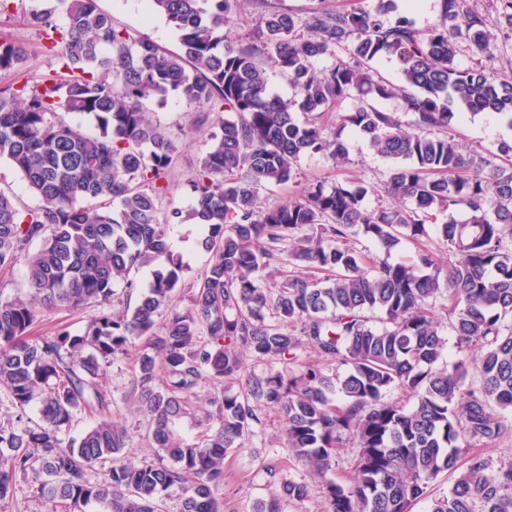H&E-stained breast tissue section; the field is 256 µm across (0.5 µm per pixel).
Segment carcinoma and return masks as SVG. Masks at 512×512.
Segmentation results:
<instances>
[{
	"instance_id": "obj_1",
	"label": "carcinoma",
	"mask_w": 512,
	"mask_h": 512,
	"mask_svg": "<svg viewBox=\"0 0 512 512\" xmlns=\"http://www.w3.org/2000/svg\"><path fill=\"white\" fill-rule=\"evenodd\" d=\"M30 2L27 21L58 63L32 86L0 84V161L37 200L22 211L0 190V268L24 259L27 288L0 300V385L21 410L38 401L40 417L0 422V501L31 472L49 512L90 503L163 512L175 486L179 512H224V459L272 409L283 416L286 448L315 475L332 470L345 444L359 448L353 482H326L328 512H412L448 471L459 476L430 512H512V464L494 469L474 450L512 437V143L467 151L450 133L464 114L491 112L512 125V77L457 61L460 39L480 55L512 50V0H490L501 39L471 0H442L451 24L426 35L405 16L388 21L385 3L317 8L304 19L266 14L260 38L294 90L289 100L270 95L257 49L224 32L240 0H148L178 33L177 53L115 26L98 0ZM27 56L0 35V73L21 71ZM322 57L332 63L319 69ZM383 58L396 62L402 86L374 76ZM171 94L218 116L186 210L162 208L177 147L143 109ZM399 96L402 112L370 104ZM350 97L358 106L326 133L320 119ZM66 114L89 117L97 133ZM347 128L393 163L383 186L316 182L287 204L258 205L259 187L295 181L304 155L346 164ZM382 192L401 207L367 205ZM439 215L444 266L426 248L391 263L366 246L388 254L404 238L419 241ZM187 221L205 229L200 245L211 260L180 309L173 295L184 263L167 228ZM34 240L36 250L21 254ZM145 267L152 278L142 289L130 274ZM277 274V289L262 286ZM118 285L136 295L134 307L102 310L81 334L29 336L42 310L109 305ZM439 305L459 352L474 347L478 358L441 363ZM375 311L379 327L370 324ZM136 339L145 349L132 392L169 465L126 459L127 431L108 419L62 438L78 414L107 410L106 364ZM304 344L319 361L301 359ZM243 349L287 370L214 397L215 424L184 441L173 424L194 390L237 378ZM393 390L412 405L384 401ZM106 462L102 479H91ZM307 495V483L290 480L260 512Z\"/></svg>"
}]
</instances>
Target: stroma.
<instances>
[{
    "instance_id": "35a3bbf8",
    "label": "stroma",
    "mask_w": 512,
    "mask_h": 512,
    "mask_svg": "<svg viewBox=\"0 0 512 512\" xmlns=\"http://www.w3.org/2000/svg\"><path fill=\"white\" fill-rule=\"evenodd\" d=\"M322 2L332 9L349 10L374 6L376 0H244L228 27L229 36L234 41L259 44L258 25L262 15L287 11L302 18ZM8 4V12L0 14V34L22 43L28 50V58L22 73L1 74L0 83L25 81L33 84L56 69V59L42 49L38 33L26 22L28 0H8ZM98 6L111 15L119 27L151 38L166 51H178L175 29L164 18L150 14L145 0H98ZM401 15L409 17L423 34L444 21L440 0H393V10L388 13V20H395ZM143 106L152 121L160 125L179 147L175 163L167 176L169 197L177 206L187 207L193 197L189 178L209 147V127L201 122L203 108L176 94L169 95L162 103L153 98L144 100ZM452 133L463 144L482 151L495 150L502 141L512 142V125L502 120L489 124L481 114L466 115L455 123ZM342 139L348 150V166L335 168L320 154L303 156L298 163L295 183L266 186L259 193L261 200L287 203L299 194L306 183L316 181L328 187L339 181L382 185L387 177L388 161L374 155L367 141L352 130H345ZM168 233L173 251L181 255L186 266L174 297L179 306L185 307L210 256L197 245L203 235L200 225L173 224L169 226ZM99 311V306L94 303L74 310L47 311L34 325L32 333L36 336L50 334L57 328L65 327L77 334ZM140 350V344L135 343L130 345L128 353L110 359L102 381V389L111 403V418L127 431L129 441L125 454L133 461L145 458L153 460L158 455L149 439L148 419L138 411L129 393L133 360ZM282 429L283 421L278 412L262 414L260 424L255 426L253 434L246 440L244 450L226 459L222 487L224 512H260L262 504L277 495L282 483L288 480L304 481L309 494L303 501L285 502L283 512H325L326 480L349 483L354 474L357 448L350 445L342 448L328 476L317 477L308 473L285 448Z\"/></svg>"
}]
</instances>
